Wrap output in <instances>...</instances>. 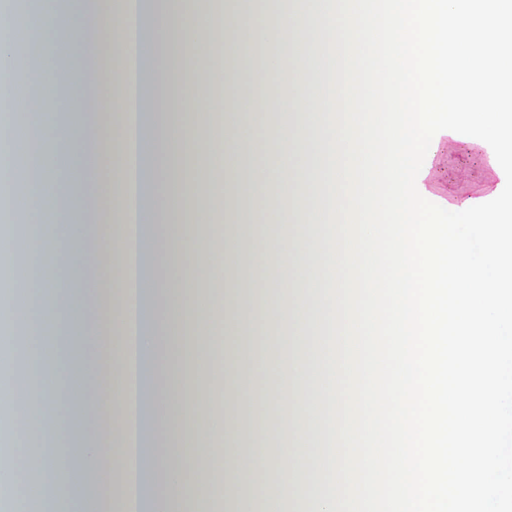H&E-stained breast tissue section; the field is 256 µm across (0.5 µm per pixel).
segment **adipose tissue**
<instances>
[{"mask_svg":"<svg viewBox=\"0 0 512 512\" xmlns=\"http://www.w3.org/2000/svg\"><path fill=\"white\" fill-rule=\"evenodd\" d=\"M28 2L0 15V182L21 189L0 207V415L12 430L0 487L11 512H30L33 490L39 512H214L219 499L252 512L257 497L279 512L308 490L315 512H333L332 331L311 308L332 286L333 135L316 78L334 64L332 0H287L258 24L239 7L197 14L188 0H78L76 20L61 0ZM254 44L271 48L266 68L245 52ZM163 49L204 63L209 79L163 71ZM162 78L181 86L184 112L157 105ZM52 85L68 111H45ZM217 114L223 126L190 143L191 126ZM62 140L78 141L81 158L58 149ZM187 144L199 161L170 163V183L207 188L208 204L173 226L155 161ZM465 148L441 136L423 181L458 206L500 181L490 167L481 183L449 191L448 160ZM59 240L80 244L82 259ZM74 292L92 309L79 367L43 344ZM255 295L282 331L260 353L241 345ZM191 311L221 316L208 328L225 339L223 379L207 350H161L158 318L185 329ZM202 410L209 427L184 434ZM267 421L276 434L246 441L248 424Z\"/></svg>","mask_w":512,"mask_h":512,"instance_id":"1","label":"adipose tissue"}]
</instances>
